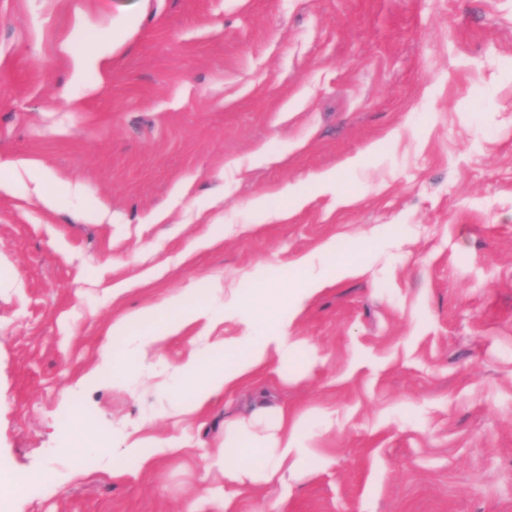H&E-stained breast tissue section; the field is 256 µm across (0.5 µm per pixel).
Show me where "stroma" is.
<instances>
[{"mask_svg":"<svg viewBox=\"0 0 512 512\" xmlns=\"http://www.w3.org/2000/svg\"><path fill=\"white\" fill-rule=\"evenodd\" d=\"M26 160L76 196L44 206ZM0 162V512H184L259 394L335 424L229 512H512V0H0ZM262 195L282 218L252 223ZM330 239L365 270L309 301L288 367L199 420L163 384L198 327L113 374L119 317L216 276L285 285ZM147 437L194 448L113 477ZM129 29H131V20L129 18L113 21L112 39L100 46L95 52L82 57L77 62L72 77L73 83H80L84 73L88 70H103L112 53L124 43L125 35Z\"/></svg>","mask_w":512,"mask_h":512,"instance_id":"1","label":"stroma"}]
</instances>
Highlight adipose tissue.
<instances>
[{
  "label": "adipose tissue",
  "mask_w": 512,
  "mask_h": 512,
  "mask_svg": "<svg viewBox=\"0 0 512 512\" xmlns=\"http://www.w3.org/2000/svg\"><path fill=\"white\" fill-rule=\"evenodd\" d=\"M326 276L313 272V259L303 256L288 266V285L260 288L249 297L224 296L215 286L211 299L188 302L167 299L122 317L112 333L126 337L134 324L149 325V333L136 336V360L149 363L156 346L203 321L214 324L249 313L246 330L206 345L203 355H190L174 367L169 379L174 414L196 417L219 397L238 391L270 365H286L303 345L292 327L307 303L327 284ZM315 413H294L284 406L258 409L246 419L225 422L224 441L213 452L209 466L224 478L221 508L243 491L283 484L288 475L306 464L312 454L306 445V428Z\"/></svg>",
  "instance_id": "adipose-tissue-1"
}]
</instances>
